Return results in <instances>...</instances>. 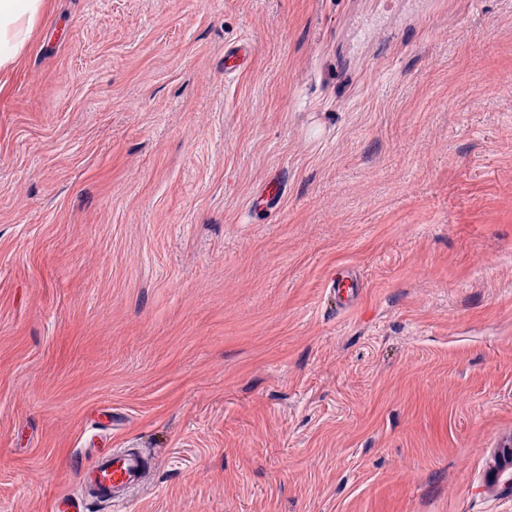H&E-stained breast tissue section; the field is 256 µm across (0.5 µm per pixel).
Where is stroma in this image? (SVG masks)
Returning a JSON list of instances; mask_svg holds the SVG:
<instances>
[{
	"mask_svg": "<svg viewBox=\"0 0 512 512\" xmlns=\"http://www.w3.org/2000/svg\"><path fill=\"white\" fill-rule=\"evenodd\" d=\"M511 439L512 0H49L0 91V512L113 448L119 512H512Z\"/></svg>",
	"mask_w": 512,
	"mask_h": 512,
	"instance_id": "stroma-1",
	"label": "stroma"
}]
</instances>
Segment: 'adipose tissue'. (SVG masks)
Instances as JSON below:
<instances>
[{
	"mask_svg": "<svg viewBox=\"0 0 512 512\" xmlns=\"http://www.w3.org/2000/svg\"><path fill=\"white\" fill-rule=\"evenodd\" d=\"M46 0H0V73L16 67Z\"/></svg>",
	"mask_w": 512,
	"mask_h": 512,
	"instance_id": "adipose-tissue-1",
	"label": "adipose tissue"
}]
</instances>
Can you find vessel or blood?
<instances>
[{
    "instance_id": "1",
    "label": "vessel or blood",
    "mask_w": 512,
    "mask_h": 512,
    "mask_svg": "<svg viewBox=\"0 0 512 512\" xmlns=\"http://www.w3.org/2000/svg\"><path fill=\"white\" fill-rule=\"evenodd\" d=\"M144 476V458L127 450H110L80 470L81 495L58 501V512H85L88 500L113 502L118 490L138 487Z\"/></svg>"
}]
</instances>
